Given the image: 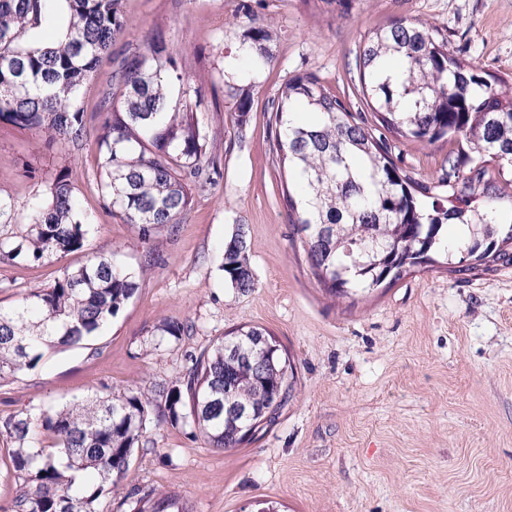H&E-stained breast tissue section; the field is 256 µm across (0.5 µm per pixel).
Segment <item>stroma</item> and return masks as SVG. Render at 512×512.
Segmentation results:
<instances>
[{
	"mask_svg": "<svg viewBox=\"0 0 512 512\" xmlns=\"http://www.w3.org/2000/svg\"><path fill=\"white\" fill-rule=\"evenodd\" d=\"M124 33L84 82L81 146L0 123V236L19 239L55 175L69 171L93 224L83 251L40 262H0V306L50 286L88 256L105 254L141 278L135 295L96 336L45 352L36 368L0 382V417L151 384L182 381L188 358L232 329L270 330L296 367L293 398L252 443L224 451L191 426L148 424L117 490L99 512H130L131 491L173 490L192 512H512V263L453 274L444 264L355 296L331 300L310 273L283 201L287 176L268 129L279 89L313 73L332 93L356 80L355 57L397 18L427 21L456 55L512 78V0H123ZM271 21L273 59L239 63L249 16ZM161 37L182 68L171 108L196 89L198 117L214 135L222 175L195 192L178 224L142 238L105 208L95 130L115 54ZM252 108L238 124L230 93ZM449 145L396 140L398 166L438 179ZM243 227L256 287L224 280L221 249ZM184 325L161 335L163 322Z\"/></svg>",
	"mask_w": 512,
	"mask_h": 512,
	"instance_id": "1",
	"label": "stroma"
}]
</instances>
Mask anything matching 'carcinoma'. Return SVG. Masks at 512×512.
Segmentation results:
<instances>
[{
	"mask_svg": "<svg viewBox=\"0 0 512 512\" xmlns=\"http://www.w3.org/2000/svg\"><path fill=\"white\" fill-rule=\"evenodd\" d=\"M67 11L63 42L26 43L56 2ZM122 0H0V121L36 128L49 139L78 144L88 136L75 101L81 85L124 30ZM270 24L250 19L243 44L247 62H272ZM358 85L384 131L365 125L317 76L286 82L271 104L269 130L292 188L284 201L304 244L306 261L333 299L350 298L395 282L448 250V224L467 228L454 249L452 271L512 262V225L498 227L500 204L512 202V81L460 58L426 22L395 20L373 32L356 57ZM181 80L177 61L161 46L125 54L112 71L97 130L102 191L114 212L149 237L175 224L193 190L210 180L208 136L197 109L169 106L164 76ZM243 125L251 97L232 94ZM422 144L465 142L448 151L437 183L418 180L392 157L388 134ZM498 163L492 173L487 163ZM88 224L80 215L69 174L61 170L48 199L18 243L0 238V256L38 262L83 249ZM221 270L239 293L255 280L248 242L237 226L224 242ZM141 273L94 255L12 308L0 307V380L33 369L51 346L76 345L97 335L139 288ZM178 386L139 388L0 420V438L22 480L9 512H97L129 467L144 423L155 411L177 425L192 420L213 448H239L273 424L293 396L294 366L267 329L242 326L208 352L190 358ZM251 407L261 418L232 413ZM52 445H43L45 438ZM132 512H189L178 494L132 492Z\"/></svg>",
	"mask_w": 512,
	"mask_h": 512,
	"instance_id": "obj_1",
	"label": "carcinoma"
}]
</instances>
